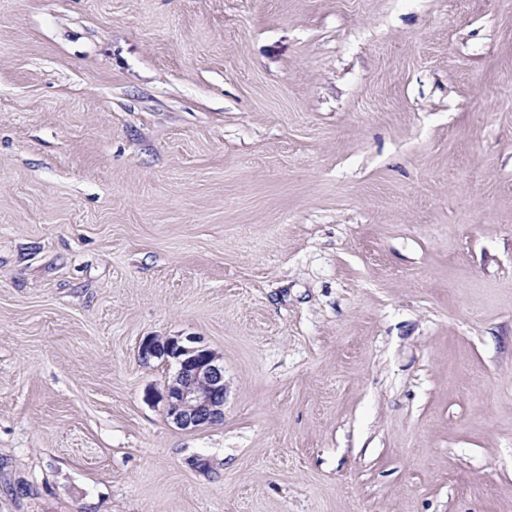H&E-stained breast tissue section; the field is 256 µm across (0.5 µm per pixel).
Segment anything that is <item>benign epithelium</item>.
Listing matches in <instances>:
<instances>
[{
    "instance_id": "obj_1",
    "label": "benign epithelium",
    "mask_w": 512,
    "mask_h": 512,
    "mask_svg": "<svg viewBox=\"0 0 512 512\" xmlns=\"http://www.w3.org/2000/svg\"><path fill=\"white\" fill-rule=\"evenodd\" d=\"M139 357L175 364L176 372L162 398L176 426L191 430L224 419V365L216 352L193 337L150 336L141 342Z\"/></svg>"
}]
</instances>
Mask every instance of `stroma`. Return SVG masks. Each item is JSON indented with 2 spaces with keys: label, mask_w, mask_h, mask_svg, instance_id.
Returning a JSON list of instances; mask_svg holds the SVG:
<instances>
[{
  "label": "stroma",
  "mask_w": 512,
  "mask_h": 512,
  "mask_svg": "<svg viewBox=\"0 0 512 512\" xmlns=\"http://www.w3.org/2000/svg\"><path fill=\"white\" fill-rule=\"evenodd\" d=\"M0 512H512V0H0ZM195 338L146 337L139 346L143 361L172 362L176 372L165 386L167 416L181 429L191 430L224 419V365L220 356Z\"/></svg>",
  "instance_id": "1"
}]
</instances>
